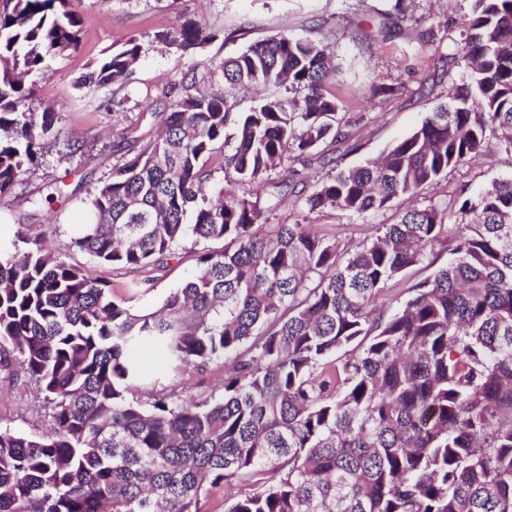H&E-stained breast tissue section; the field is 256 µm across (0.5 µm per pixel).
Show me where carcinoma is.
I'll return each instance as SVG.
<instances>
[{"instance_id":"carcinoma-1","label":"carcinoma","mask_w":512,"mask_h":512,"mask_svg":"<svg viewBox=\"0 0 512 512\" xmlns=\"http://www.w3.org/2000/svg\"><path fill=\"white\" fill-rule=\"evenodd\" d=\"M71 0H5L0 10V196L38 159L54 113L32 112L31 77L75 50ZM386 40L408 0H387ZM217 38L189 19L148 42L194 58ZM464 67L446 105L380 158L342 167L326 147L356 121L325 90L336 70L317 40L286 32L220 65L231 87L274 88L247 112L196 72L164 92L161 134L136 137L87 203L71 246L96 262L158 267L204 244L185 284L137 314L109 285L38 238L0 255V367L18 366L53 428H0V512H204L207 491L237 487L225 512H512V175L452 203L424 191L489 156L512 157V0H472L431 25ZM138 35L75 82L85 95L128 79ZM327 169L308 213L364 216L394 199L399 220L350 250L311 224H271L302 184L284 163ZM228 188H215L216 169ZM259 185V206L231 185ZM452 238L455 259L392 312L389 281ZM219 242L221 248L208 244ZM158 373L224 360V393L149 406L128 395Z\"/></svg>"}]
</instances>
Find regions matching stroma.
I'll return each mask as SVG.
<instances>
[{
	"mask_svg": "<svg viewBox=\"0 0 512 512\" xmlns=\"http://www.w3.org/2000/svg\"><path fill=\"white\" fill-rule=\"evenodd\" d=\"M72 6L84 17L80 46L52 60L47 76L33 78L37 108L56 114L54 133L45 140L38 164L27 170L8 196L0 198V250L11 251L21 236L41 235L70 264L107 282L117 298L128 296L133 282L150 280V291L132 303L137 313L161 307L165 297L190 277L195 265L192 243H184L163 268L135 271L94 262L68 243L88 199L121 159L116 145L135 135L155 133L157 114L163 109L162 90L180 82L195 61L217 66L250 43L281 32L311 34L329 44L339 72L327 88L360 117L348 126L346 142L335 146V155L345 167L380 157L410 135L437 103L447 101L449 89L460 80L459 68L446 72L441 67L440 58L449 53V46L420 49L415 23H403L400 31L378 44L356 37V27L372 25L385 0H73ZM188 19L217 34L197 59L152 47L128 82L101 87L91 97L76 89V79L104 50L130 35L176 28ZM376 78L398 85V92L386 99L370 96L368 86ZM116 94L124 98V105L107 109L108 100ZM510 173L512 157L499 153L454 172L429 187L426 196L437 201L469 195ZM35 198L40 207L32 206ZM396 212L390 206L364 217L331 209L309 215L291 197L275 211L272 221L292 224L305 219L340 244L353 246L364 240L371 225L393 223ZM453 247L449 239L436 244L426 263L389 283L377 308H397L415 283L452 259ZM223 385L224 363L219 360L188 368L175 378L159 377L156 388L181 399L218 397ZM51 426L29 378L16 368L0 369V427L35 436Z\"/></svg>",
	"mask_w": 512,
	"mask_h": 512,
	"instance_id": "35a3bbf8",
	"label": "stroma"
}]
</instances>
